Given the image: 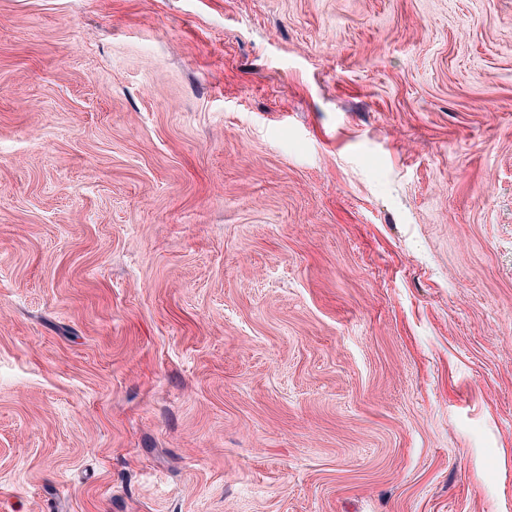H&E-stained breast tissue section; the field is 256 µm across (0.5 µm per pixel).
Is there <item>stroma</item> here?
Returning a JSON list of instances; mask_svg holds the SVG:
<instances>
[{
    "mask_svg": "<svg viewBox=\"0 0 512 512\" xmlns=\"http://www.w3.org/2000/svg\"><path fill=\"white\" fill-rule=\"evenodd\" d=\"M0 512H512V0H0Z\"/></svg>",
    "mask_w": 512,
    "mask_h": 512,
    "instance_id": "obj_1",
    "label": "stroma"
}]
</instances>
